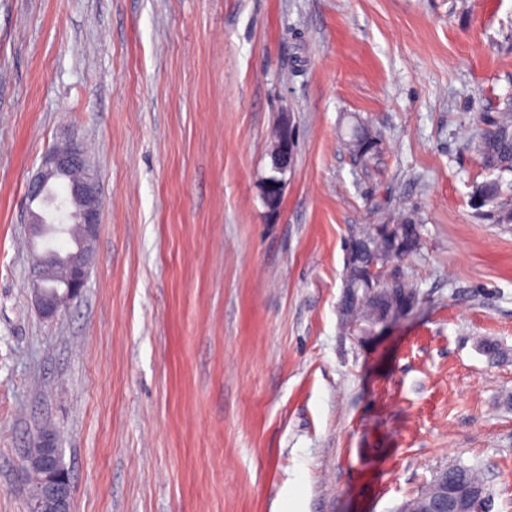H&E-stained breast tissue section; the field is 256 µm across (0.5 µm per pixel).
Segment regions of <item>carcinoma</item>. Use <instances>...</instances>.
<instances>
[{
	"label": "carcinoma",
	"instance_id": "cac0c4a2",
	"mask_svg": "<svg viewBox=\"0 0 512 512\" xmlns=\"http://www.w3.org/2000/svg\"><path fill=\"white\" fill-rule=\"evenodd\" d=\"M342 144L349 155L355 160L367 163L375 159L381 149L380 135L364 120L354 118L347 132L342 137ZM478 152L485 166L498 172L492 180L483 181L474 187L473 198L479 206H491L488 217L494 224H512V205L502 201V178L504 174H512V104L505 103L495 120L485 129L478 140ZM395 224L399 226L403 248L400 257L410 256L421 249V224L415 218L404 215ZM368 243L361 241L362 234L349 235L347 243L348 257L351 264L368 271L376 257L385 252L386 238L376 228L368 229ZM401 295L411 302H417L419 292L417 286L400 276L395 280L384 279L379 284L377 295L368 300L362 293L361 283L351 281V289L343 294L344 306L356 318L364 321L363 327H371L370 317L376 308L392 301ZM448 479L461 486H478L487 488L485 481L471 467L456 464L448 467Z\"/></svg>",
	"mask_w": 512,
	"mask_h": 512
}]
</instances>
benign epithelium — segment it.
<instances>
[{"mask_svg":"<svg viewBox=\"0 0 512 512\" xmlns=\"http://www.w3.org/2000/svg\"><path fill=\"white\" fill-rule=\"evenodd\" d=\"M294 128L288 114L277 121V139L270 151V174L262 178V198L268 212L279 213L277 201L287 187L286 175L290 169ZM79 168H86L81 146L71 144L65 148L53 147L46 151L42 162L28 184L29 203L39 208L28 209L27 224L32 238L48 240V225H55L56 236L70 232V225L79 227L78 247L60 257L44 247V255L32 262L29 271L32 301L45 318L61 314L84 292L89 280L92 243L100 228L101 200L94 176L85 172L71 181L69 191L47 206L43 193L49 187L66 179ZM397 257L390 256L376 262L366 278L367 288L373 289L380 279L393 275L390 267ZM23 491L30 502V512H72L75 489L70 473L63 461L58 436L52 429L41 431L28 449L23 465ZM433 481L438 492L429 502L403 512H489V498L477 487L460 488L448 482V469L435 473Z\"/></svg>","mask_w":512,"mask_h":512,"instance_id":"benign-epithelium-1","label":"benign epithelium"}]
</instances>
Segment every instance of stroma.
<instances>
[{"label": "stroma", "mask_w": 512, "mask_h": 512, "mask_svg": "<svg viewBox=\"0 0 512 512\" xmlns=\"http://www.w3.org/2000/svg\"><path fill=\"white\" fill-rule=\"evenodd\" d=\"M508 100L512 0H0V512H29L46 426L73 512H399L459 463L512 512V224L472 200ZM354 116L381 135L367 164L341 146ZM69 137L101 227L46 320L27 184ZM404 212L423 245L393 269L420 300L358 342L343 242ZM277 139L270 151V174L262 178V198L270 214L279 213L277 201L283 197L287 187L286 175L290 169L292 154L290 145L294 128L290 116L282 114L277 121Z\"/></svg>", "instance_id": "1"}]
</instances>
